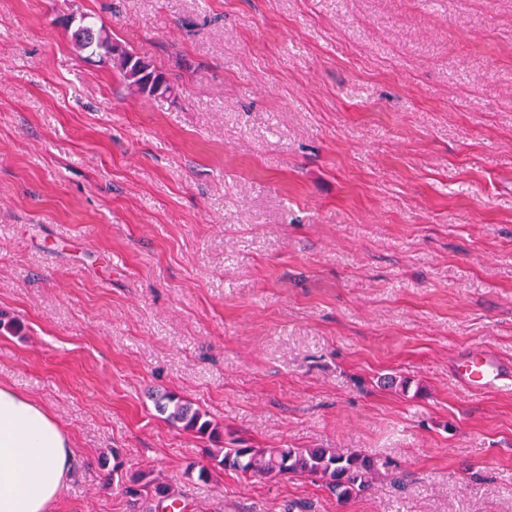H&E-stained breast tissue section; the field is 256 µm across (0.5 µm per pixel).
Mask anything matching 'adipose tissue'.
Wrapping results in <instances>:
<instances>
[{
    "label": "adipose tissue",
    "instance_id": "obj_1",
    "mask_svg": "<svg viewBox=\"0 0 512 512\" xmlns=\"http://www.w3.org/2000/svg\"><path fill=\"white\" fill-rule=\"evenodd\" d=\"M74 454L57 417L0 384V512H50Z\"/></svg>",
    "mask_w": 512,
    "mask_h": 512
}]
</instances>
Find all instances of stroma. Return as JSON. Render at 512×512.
Segmentation results:
<instances>
[{"mask_svg":"<svg viewBox=\"0 0 512 512\" xmlns=\"http://www.w3.org/2000/svg\"><path fill=\"white\" fill-rule=\"evenodd\" d=\"M166 73L132 93L60 21ZM512 0H0V381L78 462L52 512H512ZM225 441L390 459L318 481L187 477ZM457 372L468 387L485 390L498 386L510 369L493 355L482 353L461 360ZM155 408L171 424H181L182 428L202 436L207 435L208 438L216 435L217 428L213 427L210 420L205 419L206 414L193 408L190 402L164 394L155 399ZM112 460V470L108 473L107 484L113 486L117 482V486L121 487L122 492L132 498L133 508L137 505V508L140 509L141 506H138V504L140 501H145L150 492L155 497L170 498V488L162 483H154L149 474L139 472L128 477L127 471L124 473V463L119 460L118 453H112Z\"/></svg>","mask_w":512,"mask_h":512,"instance_id":"1","label":"stroma"}]
</instances>
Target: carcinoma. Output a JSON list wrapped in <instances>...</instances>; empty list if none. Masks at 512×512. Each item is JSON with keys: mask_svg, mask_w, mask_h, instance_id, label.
Wrapping results in <instances>:
<instances>
[{"mask_svg": "<svg viewBox=\"0 0 512 512\" xmlns=\"http://www.w3.org/2000/svg\"><path fill=\"white\" fill-rule=\"evenodd\" d=\"M79 47L96 55L116 68L127 86L147 96L162 95L170 91V84L164 73L146 58L127 50L112 39L103 26L81 16L74 31ZM156 410L173 425L194 431L202 436L215 437L216 428L206 419V414L193 408L192 404L174 395L164 394L155 399ZM209 458L212 467L202 466L199 470L189 468L188 473L198 472L197 478L207 481L212 475L211 468L230 469L245 478L263 477L275 479L287 475H298L320 481L336 496L340 504L369 491L375 480L392 467V461L362 453L344 455L334 448H256L236 446L233 448H212ZM112 470L108 473L107 484L121 487L136 506L153 495L162 499L171 496L170 488L150 479L147 473L127 475L119 454L112 452Z\"/></svg>", "mask_w": 512, "mask_h": 512, "instance_id": "carcinoma-1", "label": "carcinoma"}]
</instances>
